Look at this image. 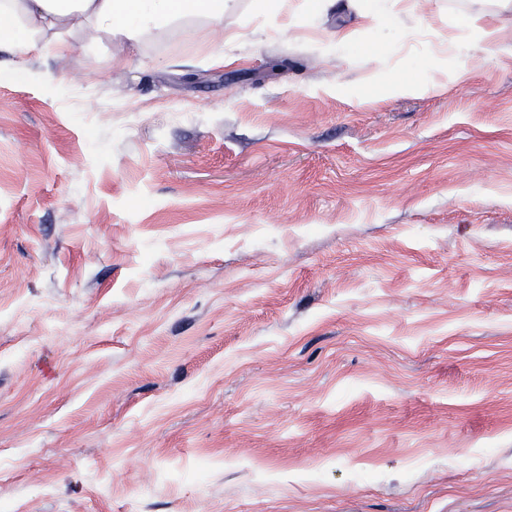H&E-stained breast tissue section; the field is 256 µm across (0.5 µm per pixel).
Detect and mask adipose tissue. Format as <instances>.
Returning <instances> with one entry per match:
<instances>
[{"instance_id": "ef3b65f1", "label": "adipose tissue", "mask_w": 512, "mask_h": 512, "mask_svg": "<svg viewBox=\"0 0 512 512\" xmlns=\"http://www.w3.org/2000/svg\"><path fill=\"white\" fill-rule=\"evenodd\" d=\"M344 5L359 18L378 22L414 12L417 0H308L317 18ZM194 16L224 17V0H0V50L17 55L71 50L76 35L95 31L137 42L151 31Z\"/></svg>"}]
</instances>
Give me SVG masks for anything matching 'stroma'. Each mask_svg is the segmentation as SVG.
<instances>
[{
	"instance_id": "1",
	"label": "stroma",
	"mask_w": 512,
	"mask_h": 512,
	"mask_svg": "<svg viewBox=\"0 0 512 512\" xmlns=\"http://www.w3.org/2000/svg\"><path fill=\"white\" fill-rule=\"evenodd\" d=\"M487 9L0 51L12 512H512V13L384 89Z\"/></svg>"
}]
</instances>
